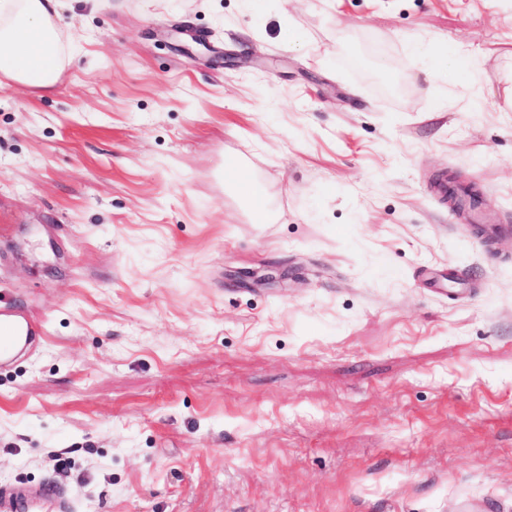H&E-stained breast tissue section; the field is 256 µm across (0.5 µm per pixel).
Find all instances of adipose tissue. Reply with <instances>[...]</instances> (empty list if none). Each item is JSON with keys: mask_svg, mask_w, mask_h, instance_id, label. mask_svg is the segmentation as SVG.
Returning <instances> with one entry per match:
<instances>
[{"mask_svg": "<svg viewBox=\"0 0 512 512\" xmlns=\"http://www.w3.org/2000/svg\"><path fill=\"white\" fill-rule=\"evenodd\" d=\"M60 0H0V85L48 89L74 61Z\"/></svg>", "mask_w": 512, "mask_h": 512, "instance_id": "adipose-tissue-1", "label": "adipose tissue"}]
</instances>
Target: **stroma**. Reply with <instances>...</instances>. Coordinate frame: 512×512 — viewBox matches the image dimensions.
Returning a JSON list of instances; mask_svg holds the SVG:
<instances>
[{"label": "stroma", "instance_id": "stroma-1", "mask_svg": "<svg viewBox=\"0 0 512 512\" xmlns=\"http://www.w3.org/2000/svg\"><path fill=\"white\" fill-rule=\"evenodd\" d=\"M60 25L54 87L0 86V291L46 331L0 369V489L512 512V0H62ZM452 43L478 108L424 72ZM225 173L228 174V177L230 178L231 182L237 187V189L245 195L251 205L254 211L258 213V211H261L264 213L265 211V201L261 196L255 195L251 190V184H250V176L249 174L238 167L236 165L233 167H227L225 170Z\"/></svg>", "mask_w": 512, "mask_h": 512}]
</instances>
